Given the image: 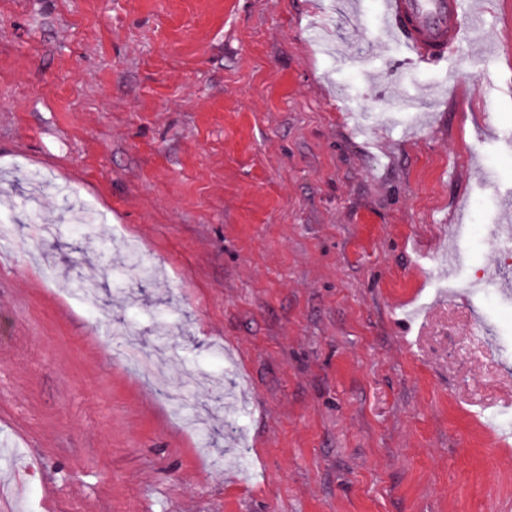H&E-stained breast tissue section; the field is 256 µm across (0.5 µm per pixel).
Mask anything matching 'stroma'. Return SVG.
<instances>
[{"label":"stroma","mask_w":512,"mask_h":512,"mask_svg":"<svg viewBox=\"0 0 512 512\" xmlns=\"http://www.w3.org/2000/svg\"><path fill=\"white\" fill-rule=\"evenodd\" d=\"M508 12L0 0V512H512ZM386 31L415 63L432 64L466 38L463 0H383Z\"/></svg>","instance_id":"1"}]
</instances>
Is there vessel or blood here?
<instances>
[{"label":"vessel or blood","mask_w":512,"mask_h":512,"mask_svg":"<svg viewBox=\"0 0 512 512\" xmlns=\"http://www.w3.org/2000/svg\"><path fill=\"white\" fill-rule=\"evenodd\" d=\"M386 30L415 63L445 59L466 37L464 0H383Z\"/></svg>","instance_id":"b4317fda"}]
</instances>
